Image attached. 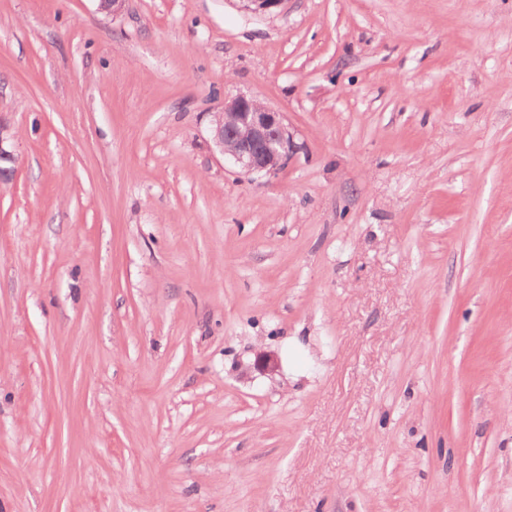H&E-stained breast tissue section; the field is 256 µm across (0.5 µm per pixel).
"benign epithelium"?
I'll use <instances>...</instances> for the list:
<instances>
[{
  "label": "benign epithelium",
  "instance_id": "obj_1",
  "mask_svg": "<svg viewBox=\"0 0 512 512\" xmlns=\"http://www.w3.org/2000/svg\"><path fill=\"white\" fill-rule=\"evenodd\" d=\"M251 13L266 14L278 8L283 0H240ZM224 114L229 125L211 122L215 147L248 174H274L298 150L292 133L283 123L282 113L253 97L239 95L224 101ZM14 134L10 125L0 120V163L15 161L11 150Z\"/></svg>",
  "mask_w": 512,
  "mask_h": 512
}]
</instances>
